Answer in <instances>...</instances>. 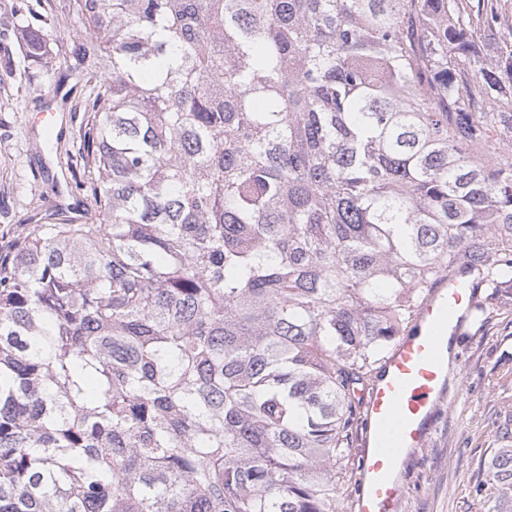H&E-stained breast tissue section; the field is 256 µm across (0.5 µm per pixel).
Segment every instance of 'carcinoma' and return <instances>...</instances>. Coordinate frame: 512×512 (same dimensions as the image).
Here are the masks:
<instances>
[{
	"label": "carcinoma",
	"instance_id": "obj_1",
	"mask_svg": "<svg viewBox=\"0 0 512 512\" xmlns=\"http://www.w3.org/2000/svg\"><path fill=\"white\" fill-rule=\"evenodd\" d=\"M71 2L99 219L0 260V512H339L356 391L429 291L512 285V17ZM491 445L474 505L512 512Z\"/></svg>",
	"mask_w": 512,
	"mask_h": 512
}]
</instances>
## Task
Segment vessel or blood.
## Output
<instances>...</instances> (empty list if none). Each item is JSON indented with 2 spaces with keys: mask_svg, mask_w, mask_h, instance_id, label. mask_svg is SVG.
Segmentation results:
<instances>
[{
  "mask_svg": "<svg viewBox=\"0 0 512 512\" xmlns=\"http://www.w3.org/2000/svg\"><path fill=\"white\" fill-rule=\"evenodd\" d=\"M479 294L456 274L443 277L421 304L413 329L399 337L372 379L360 404L356 512H398L410 456L427 447L445 394L449 346Z\"/></svg>",
  "mask_w": 512,
  "mask_h": 512,
  "instance_id": "b4317fda",
  "label": "vessel or blood"
}]
</instances>
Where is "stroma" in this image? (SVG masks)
Returning <instances> with one entry per match:
<instances>
[{
    "label": "stroma",
    "instance_id": "1",
    "mask_svg": "<svg viewBox=\"0 0 512 512\" xmlns=\"http://www.w3.org/2000/svg\"><path fill=\"white\" fill-rule=\"evenodd\" d=\"M39 30L46 55L29 60L20 35ZM83 29L68 0H0V253H13L44 224H93L98 213L75 188L78 129L96 90L63 49ZM60 126L46 137L40 113ZM483 328L467 325L448 369L441 420L418 449L401 512H473L470 485L492 435L512 423V290L481 289Z\"/></svg>",
    "mask_w": 512,
    "mask_h": 512
}]
</instances>
